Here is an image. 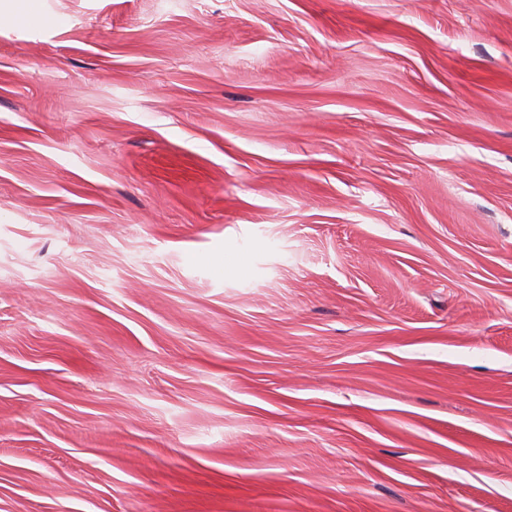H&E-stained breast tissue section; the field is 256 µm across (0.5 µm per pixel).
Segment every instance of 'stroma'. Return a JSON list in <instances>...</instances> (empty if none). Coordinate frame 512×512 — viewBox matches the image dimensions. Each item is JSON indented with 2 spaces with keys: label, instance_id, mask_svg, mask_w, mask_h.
<instances>
[{
  "label": "stroma",
  "instance_id": "1",
  "mask_svg": "<svg viewBox=\"0 0 512 512\" xmlns=\"http://www.w3.org/2000/svg\"><path fill=\"white\" fill-rule=\"evenodd\" d=\"M27 2L0 512H512V0Z\"/></svg>",
  "mask_w": 512,
  "mask_h": 512
}]
</instances>
